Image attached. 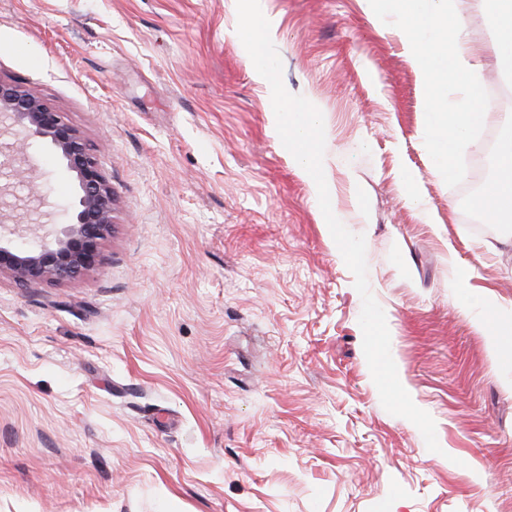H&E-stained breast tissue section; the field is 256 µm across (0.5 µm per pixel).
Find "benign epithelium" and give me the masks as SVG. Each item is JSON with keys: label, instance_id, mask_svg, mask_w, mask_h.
<instances>
[{"label": "benign epithelium", "instance_id": "1", "mask_svg": "<svg viewBox=\"0 0 512 512\" xmlns=\"http://www.w3.org/2000/svg\"><path fill=\"white\" fill-rule=\"evenodd\" d=\"M24 133L19 141L0 139V199L10 181L23 177L20 155L27 140L44 142L73 174L77 198L71 219L35 240H9L0 234V276L21 285L73 279L98 264L112 234L115 191L84 137L32 88L0 76V128Z\"/></svg>", "mask_w": 512, "mask_h": 512}]
</instances>
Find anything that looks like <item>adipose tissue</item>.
Here are the masks:
<instances>
[{"label":"adipose tissue","mask_w":512,"mask_h":512,"mask_svg":"<svg viewBox=\"0 0 512 512\" xmlns=\"http://www.w3.org/2000/svg\"><path fill=\"white\" fill-rule=\"evenodd\" d=\"M496 22L499 66L512 65V0H484ZM375 20L396 17L401 43L422 80L424 99L435 130L427 142L436 169L457 176L459 152L484 122L481 95L484 67L456 11V0H363ZM496 175L479 195L478 207L494 222L512 215V116L502 122Z\"/></svg>","instance_id":"ef3b65f1"}]
</instances>
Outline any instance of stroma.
Wrapping results in <instances>:
<instances>
[{
  "label": "stroma",
  "instance_id": "1",
  "mask_svg": "<svg viewBox=\"0 0 512 512\" xmlns=\"http://www.w3.org/2000/svg\"><path fill=\"white\" fill-rule=\"evenodd\" d=\"M285 88L324 118L335 215L364 235L398 376L441 447L388 413L362 299L237 39L236 0H0V74L90 144L117 195L101 262L0 277V512H512V223L480 231L512 98L450 180L423 90L361 0H260ZM14 195L68 219L33 145ZM421 177L425 212L400 185ZM466 272L452 282L453 266ZM485 308L488 314L481 315L475 323L484 329L488 337L490 350L492 354H495L498 349L499 336H503V331L501 325L495 322L489 315L494 309V304L487 303Z\"/></svg>",
  "mask_w": 512,
  "mask_h": 512
}]
</instances>
